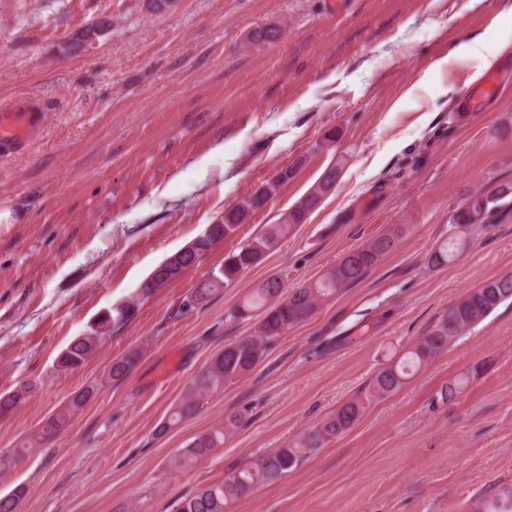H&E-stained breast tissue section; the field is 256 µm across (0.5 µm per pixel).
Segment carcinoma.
<instances>
[{"mask_svg": "<svg viewBox=\"0 0 512 512\" xmlns=\"http://www.w3.org/2000/svg\"><path fill=\"white\" fill-rule=\"evenodd\" d=\"M265 196L266 189L260 188L225 209L223 223L208 225L191 243L197 258H203L245 223L253 212L264 205ZM320 200L321 192L312 190L288 211V218L265 225L261 233L225 258L222 265L211 269L208 278L185 296L173 313L182 315L195 309L214 292L233 281L240 272L260 264L296 225L306 223L308 214ZM506 210L512 213V182L499 185L492 194L475 192L465 198L450 216L451 234L448 241L432 252L430 262L442 266L458 258L467 249L473 228L478 224L493 223ZM398 234L399 231L395 230L369 239L347 252L318 280L304 287L288 291L284 289L282 281L273 276L254 289L230 312L229 319L244 320L249 313L262 310L255 334L224 345V351L196 373L159 432L163 433L171 426L191 418L210 397L258 367L271 346L290 329L310 318L321 301L360 283L366 273L395 248ZM188 268L189 265L182 261L181 252H176L141 284L140 296L149 298L158 293ZM508 301H512L511 273L488 280L466 293L448 307L437 323L419 337L397 363L380 369L364 389L338 406L319 425L304 431L280 448L264 452L223 479L206 484L194 494L183 497L177 512H225L228 503L248 496L261 485L287 476L305 460L309 452L323 447L350 429L361 418L365 404L398 391L406 383L410 371L428 364L448 350L465 334L466 329L480 323ZM135 312L136 307L132 302L113 307L112 312L100 320V329L96 334L79 336L63 350L59 359L62 370L81 366L93 353L101 336L124 326ZM135 359L136 355L132 354L114 360L108 378L115 382L125 379L133 369ZM29 392L30 385L22 384L12 392L0 393V414L10 412ZM92 397L93 390L90 388L73 395L57 412L42 419L36 432L19 438L14 455L22 458L30 449L51 443ZM235 424L236 421L231 419L227 426L219 423L196 436L188 448L176 457L178 465L189 467L215 449L224 447V438L230 433L228 426ZM26 495V486L15 487L12 492L0 497V512H18ZM475 512H512V487L476 505Z\"/></svg>", "mask_w": 512, "mask_h": 512, "instance_id": "1", "label": "carcinoma"}]
</instances>
